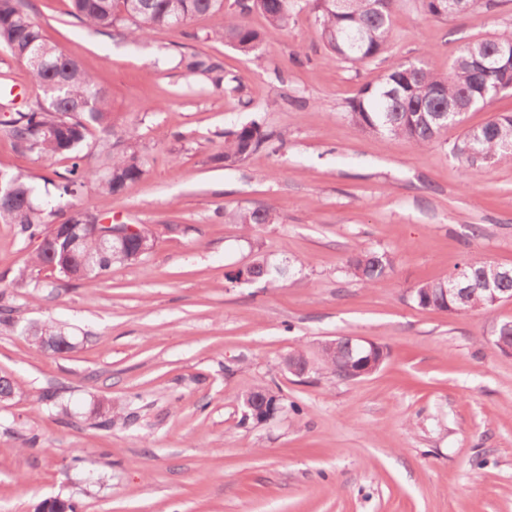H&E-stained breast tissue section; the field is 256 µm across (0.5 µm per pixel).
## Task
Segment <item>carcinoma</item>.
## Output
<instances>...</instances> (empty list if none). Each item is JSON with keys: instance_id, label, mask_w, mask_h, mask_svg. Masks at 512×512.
Instances as JSON below:
<instances>
[{"instance_id": "cac0c4a2", "label": "carcinoma", "mask_w": 512, "mask_h": 512, "mask_svg": "<svg viewBox=\"0 0 512 512\" xmlns=\"http://www.w3.org/2000/svg\"><path fill=\"white\" fill-rule=\"evenodd\" d=\"M492 9L498 0H419L425 14L448 20L468 11L478 2ZM72 14L88 26L101 31L124 27L127 38L138 41L159 27L182 26L198 15L218 20L215 34L232 43L239 51H258L263 36L243 20L252 7L266 16L272 31L287 26L290 0H252L249 5L235 2L236 11H224V0H71ZM398 0H312L320 34L330 55L353 65L369 62L385 49L391 37L392 14ZM27 0H0V44L8 47L14 59L29 67L33 84L42 99L17 111L0 124L8 127L15 146L39 156L71 155L68 175L54 184L58 204L45 210L34 202L33 188L19 175L5 174L10 194L0 196V219L18 226L19 233L30 239L49 234L51 224H84L86 219L70 214L69 202L88 182L115 193L138 181L144 173V159L133 143L134 133L126 135L127 143L117 150L110 142L102 145L97 164L85 163L79 147L89 127L99 126L109 132L111 104L108 94L79 63L50 43L40 27L30 18ZM512 57V30L507 29L489 38L466 43L459 55L438 72L421 61L395 62L387 68L376 84L363 86L350 103L351 121L363 131L384 133L412 142L419 148L434 143L450 125H460L466 112L490 103L494 87L503 75L478 69L476 62L488 56ZM191 73H211L217 66L210 58L192 54L186 59ZM261 149L276 150L274 136L253 122L224 132V161L234 164ZM452 156L463 166L479 170L490 163H512V113L464 130L453 144ZM235 224L253 229L273 224L276 214L270 206L240 210L230 215ZM94 257L92 270L76 280L90 285L103 272L126 259L101 251L96 238L85 237L81 254L67 258L61 245L53 250H37L32 264L42 267L53 261L68 260L73 268L81 265V255ZM255 275L269 284L284 275L265 259L253 261ZM468 282L489 285L512 293V279L503 277L504 268L487 261L468 260L462 264ZM347 273L367 288L388 283L394 272V257L383 251L360 250L346 260ZM452 277L433 280L415 287L411 300L422 309L444 311L453 306L457 312L488 313L492 311L486 296L468 293L447 303L443 289ZM58 339L54 351L67 352L73 344L53 323H44L31 333ZM362 356L349 336L336 338V347L320 346L319 361L336 371L345 361Z\"/></svg>"}]
</instances>
